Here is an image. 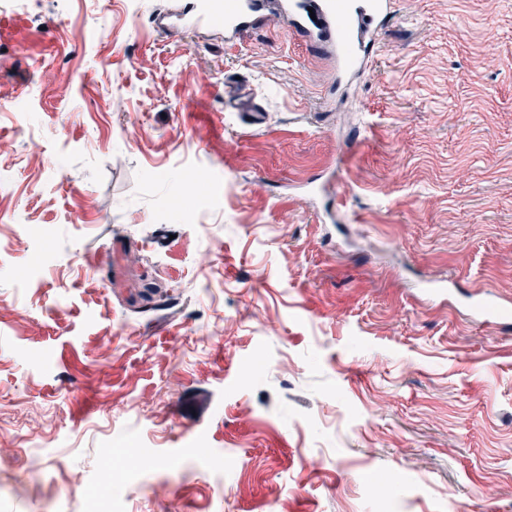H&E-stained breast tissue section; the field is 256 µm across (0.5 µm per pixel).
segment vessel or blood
I'll return each instance as SVG.
<instances>
[{"instance_id": "1", "label": "vessel or blood", "mask_w": 512, "mask_h": 512, "mask_svg": "<svg viewBox=\"0 0 512 512\" xmlns=\"http://www.w3.org/2000/svg\"><path fill=\"white\" fill-rule=\"evenodd\" d=\"M395 0H194L190 10L170 15L171 29L200 26L220 28L224 38L237 41L258 26L268 7H276L291 31L330 53L338 77L363 73L376 56L380 36L394 13ZM237 111L250 124L265 123L266 115L242 88L225 86Z\"/></svg>"}]
</instances>
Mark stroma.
I'll use <instances>...</instances> for the list:
<instances>
[{"instance_id":"obj_1","label":"stroma","mask_w":512,"mask_h":512,"mask_svg":"<svg viewBox=\"0 0 512 512\" xmlns=\"http://www.w3.org/2000/svg\"><path fill=\"white\" fill-rule=\"evenodd\" d=\"M186 2L0 0V512H512V0L332 103ZM244 88L224 84V101L233 98L237 112H242L246 121L253 125H261L266 121V115L261 107L255 102V98Z\"/></svg>"}]
</instances>
